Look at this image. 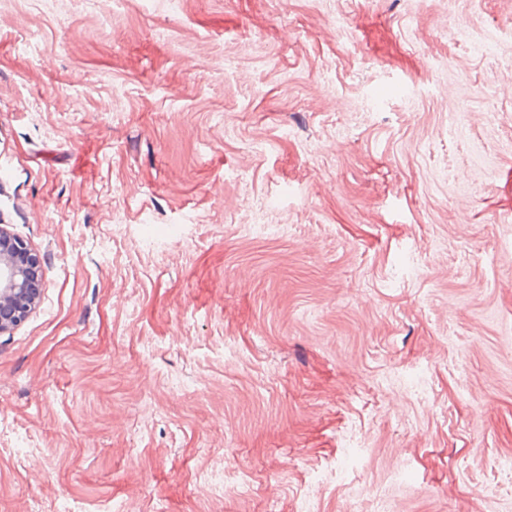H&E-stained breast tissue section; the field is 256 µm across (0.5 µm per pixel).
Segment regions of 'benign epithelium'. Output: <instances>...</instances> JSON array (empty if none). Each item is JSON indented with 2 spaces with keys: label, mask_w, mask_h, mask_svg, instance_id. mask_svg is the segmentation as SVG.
<instances>
[{
  "label": "benign epithelium",
  "mask_w": 512,
  "mask_h": 512,
  "mask_svg": "<svg viewBox=\"0 0 512 512\" xmlns=\"http://www.w3.org/2000/svg\"><path fill=\"white\" fill-rule=\"evenodd\" d=\"M44 259L22 237L0 226V335L30 315L44 286Z\"/></svg>",
  "instance_id": "1"
}]
</instances>
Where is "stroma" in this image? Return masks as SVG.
<instances>
[{"instance_id":"obj_1","label":"stroma","mask_w":512,"mask_h":512,"mask_svg":"<svg viewBox=\"0 0 512 512\" xmlns=\"http://www.w3.org/2000/svg\"><path fill=\"white\" fill-rule=\"evenodd\" d=\"M14 8L0 216L45 288L0 336V512H377L393 466L402 512H496L512 0Z\"/></svg>"}]
</instances>
